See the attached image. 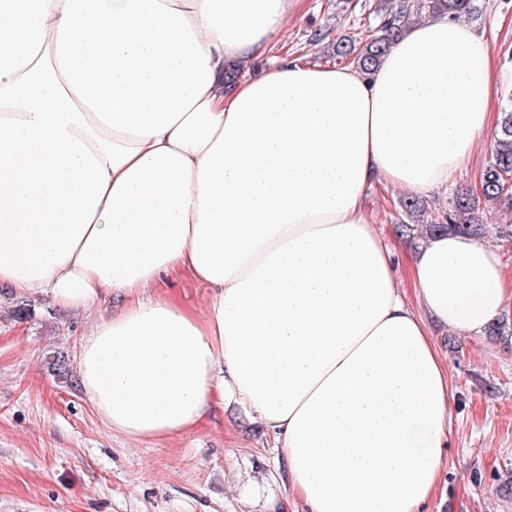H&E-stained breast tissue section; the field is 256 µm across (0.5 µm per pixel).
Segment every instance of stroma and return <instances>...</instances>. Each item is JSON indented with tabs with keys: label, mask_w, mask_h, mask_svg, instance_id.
Masks as SVG:
<instances>
[{
	"label": "stroma",
	"mask_w": 512,
	"mask_h": 512,
	"mask_svg": "<svg viewBox=\"0 0 512 512\" xmlns=\"http://www.w3.org/2000/svg\"><path fill=\"white\" fill-rule=\"evenodd\" d=\"M369 0H302L279 55L336 65V40L365 37ZM472 26L490 51L494 111L512 97V0H478ZM372 221L396 248L399 199L367 191ZM176 306L202 310L205 288L186 269L158 287ZM92 315L61 310L0 286V512H297L268 434L236 407L164 445L112 433L77 381L53 375L54 353L75 361ZM436 341L455 386L445 495L426 512H512V342L451 332Z\"/></svg>",
	"instance_id": "obj_1"
}]
</instances>
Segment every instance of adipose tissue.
Here are the masks:
<instances>
[{
	"instance_id": "ef3b65f1",
	"label": "adipose tissue",
	"mask_w": 512,
	"mask_h": 512,
	"mask_svg": "<svg viewBox=\"0 0 512 512\" xmlns=\"http://www.w3.org/2000/svg\"><path fill=\"white\" fill-rule=\"evenodd\" d=\"M299 2L0 0V285L108 309L76 370L113 433L162 443L233 403L304 512H422L454 424L435 335L482 334L512 277L437 233L400 279L365 189L454 182L494 122L489 47L442 19L368 75L273 57ZM178 267L205 311L153 294Z\"/></svg>"
}]
</instances>
